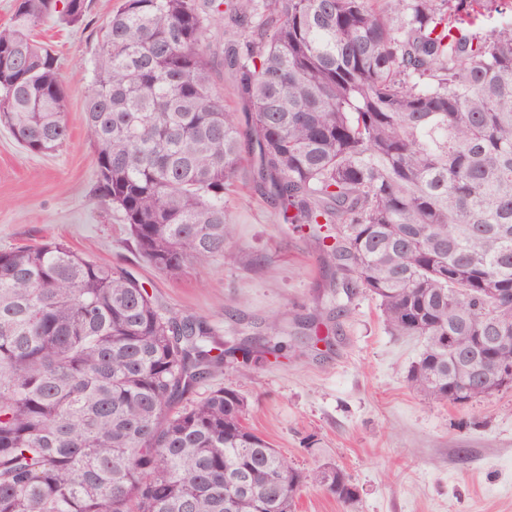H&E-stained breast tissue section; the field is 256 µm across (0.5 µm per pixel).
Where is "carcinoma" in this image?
Segmentation results:
<instances>
[{
    "mask_svg": "<svg viewBox=\"0 0 512 512\" xmlns=\"http://www.w3.org/2000/svg\"><path fill=\"white\" fill-rule=\"evenodd\" d=\"M90 0H14L0 29V125L34 154L70 137L55 54L33 31L82 24ZM500 15L485 33L486 12ZM224 14L249 102L242 129L212 82ZM84 107L95 198L136 250L181 277L235 237L224 194L259 148L282 221L324 225L348 297L420 336L412 387L456 404L512 366V0H120ZM503 288L511 309L483 306ZM455 337L460 351L448 347ZM202 322L164 310L129 270L62 241L0 251V512H229L226 485L306 476L246 423L232 386L173 410L223 363ZM325 490L357 501L348 474Z\"/></svg>",
    "mask_w": 512,
    "mask_h": 512,
    "instance_id": "carcinoma-1",
    "label": "carcinoma"
}]
</instances>
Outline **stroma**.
I'll return each instance as SVG.
<instances>
[{"mask_svg": "<svg viewBox=\"0 0 512 512\" xmlns=\"http://www.w3.org/2000/svg\"><path fill=\"white\" fill-rule=\"evenodd\" d=\"M116 4L92 0L82 25L50 19L37 30L58 58L70 138L54 153L34 155L0 127V250L63 240L133 270L160 305L206 322L229 353L190 396L238 384L248 425L306 476L294 512H512V388L464 405L417 393L409 373L424 340L393 334L378 301L364 293L337 313L340 296L309 229L282 223L257 182V146H244L225 196L236 226L228 253L177 279L138 256L120 213L93 195L95 151L83 121L99 33ZM234 40L228 20L216 16L207 44L214 81L239 115L236 76L224 64ZM273 320L287 343L281 355L257 347L243 361L237 346L264 335ZM306 321L331 327L332 344L314 343ZM324 464L349 474L355 505L339 503L316 481Z\"/></svg>", "mask_w": 512, "mask_h": 512, "instance_id": "obj_1", "label": "stroma"}]
</instances>
